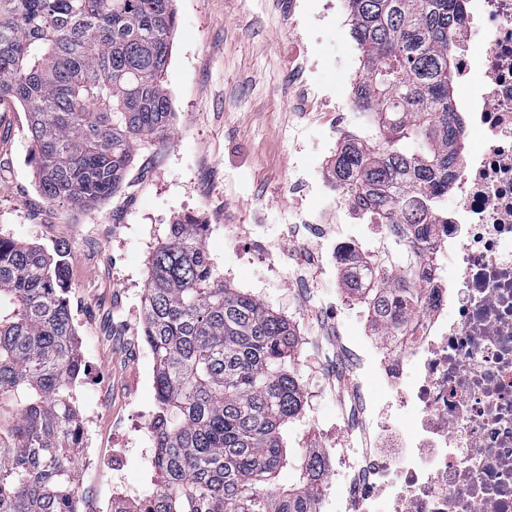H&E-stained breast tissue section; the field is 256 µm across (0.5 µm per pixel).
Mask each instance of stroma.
Wrapping results in <instances>:
<instances>
[{
  "label": "stroma",
  "mask_w": 512,
  "mask_h": 512,
  "mask_svg": "<svg viewBox=\"0 0 512 512\" xmlns=\"http://www.w3.org/2000/svg\"><path fill=\"white\" fill-rule=\"evenodd\" d=\"M299 10H292V3ZM174 0L176 27L164 84L171 139L145 145L119 189L78 209L39 192L24 112L0 104V233L69 252V303L78 355L87 367L75 386L96 455L112 467L80 469L78 512H97L112 496L151 493L146 425L155 413L157 364L142 338V300L149 257L182 212L196 211L205 244L232 287L257 294L292 321L299 337L293 370L303 388L301 415L288 445L319 446V430L371 377L341 366L338 329L362 335L367 316L344 296L340 271L323 267L329 237L308 235L297 214L335 208L323 192L336 149L338 113L355 135L374 138L353 105L363 56L351 34L348 0ZM304 171L305 196L288 183ZM264 227L281 239L274 262L252 259L248 234ZM307 244L305 255L293 239ZM342 305L339 317L330 314Z\"/></svg>",
  "instance_id": "obj_1"
}]
</instances>
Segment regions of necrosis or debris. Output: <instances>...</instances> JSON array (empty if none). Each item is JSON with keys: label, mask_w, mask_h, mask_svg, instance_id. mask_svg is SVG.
<instances>
[{"label": "necrosis or debris", "mask_w": 512, "mask_h": 512, "mask_svg": "<svg viewBox=\"0 0 512 512\" xmlns=\"http://www.w3.org/2000/svg\"><path fill=\"white\" fill-rule=\"evenodd\" d=\"M449 41L456 75L472 68L451 104L469 117L448 178L453 210L432 233L404 227L427 261L415 267L423 303L401 347L351 336L360 365L391 394L365 400L361 426H344L358 470L337 481L327 512H512V0H462Z\"/></svg>", "instance_id": "necrosis-or-debris-1"}]
</instances>
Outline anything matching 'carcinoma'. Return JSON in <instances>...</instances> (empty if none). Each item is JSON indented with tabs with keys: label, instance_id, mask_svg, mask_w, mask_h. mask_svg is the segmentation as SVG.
<instances>
[{
	"label": "carcinoma",
	"instance_id": "1",
	"mask_svg": "<svg viewBox=\"0 0 512 512\" xmlns=\"http://www.w3.org/2000/svg\"><path fill=\"white\" fill-rule=\"evenodd\" d=\"M364 75L355 104L376 140L347 136L331 176L369 224L428 228L461 148L449 40L460 0H350ZM173 0H0V102L28 116L31 158L50 202L93 207L115 193L145 144L169 139L163 83ZM206 226L169 225L150 259L143 332L158 369L152 493L114 512H319L326 461L285 433L302 409L288 320L224 284ZM364 252L344 281L391 334L421 303L414 258ZM67 251L0 234V512H77L80 361ZM296 482L278 487L282 470Z\"/></svg>",
	"mask_w": 512,
	"mask_h": 512
}]
</instances>
